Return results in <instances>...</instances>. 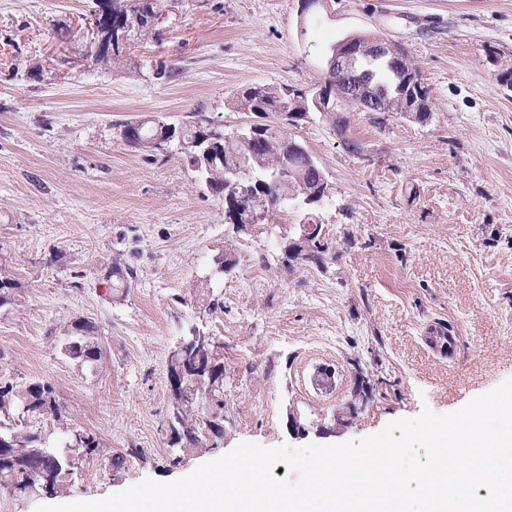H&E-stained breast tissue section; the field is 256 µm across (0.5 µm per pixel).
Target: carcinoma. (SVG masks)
Returning a JSON list of instances; mask_svg holds the SVG:
<instances>
[{
	"label": "carcinoma",
	"mask_w": 512,
	"mask_h": 512,
	"mask_svg": "<svg viewBox=\"0 0 512 512\" xmlns=\"http://www.w3.org/2000/svg\"><path fill=\"white\" fill-rule=\"evenodd\" d=\"M112 3V23L129 29L137 41L158 36L159 20L168 7L167 0H108ZM125 47L99 46L93 64L110 69L122 59ZM349 77L326 72L312 93L327 96L331 103L321 106L308 103L307 108L290 113L288 88L254 84L236 93L237 109L258 129L256 136L247 132L234 133L201 115L184 126L169 127L156 118H142L119 124L121 141L128 147L150 156H169L170 150L160 151L155 143L168 140L180 144L187 166L196 173L201 188L213 195H224V215L232 228L224 238V254L214 260L211 274L195 281L187 289L183 304H191L209 315L224 308V301L214 291L216 280L247 262L238 244L241 232L233 227L234 204L238 192L245 191V203L262 216V223L272 226V236L283 241L288 270L296 266L319 271L336 260L329 243L320 236H302V226L312 224V213L303 201L321 195L332 186L323 181L324 173L309 152H290L288 146L297 141L294 129L304 122L319 119L342 136L345 149L359 154L364 145L348 135L354 113L361 111L360 102L348 96ZM376 81L387 87L392 103L390 114L383 112L373 122L383 124L390 117L423 124L432 115V101L421 69L404 47L398 57L376 69ZM298 215L293 224L279 223V214L288 210ZM112 275L129 287L138 278V269L119 261L112 262ZM96 326L84 317L64 322L66 356L91 368H98L102 358L96 336ZM177 383L169 386L170 405L167 426L170 446L180 450L171 463L181 461V454L203 452L215 448L224 438V429L207 426L203 405L218 418L224 416V343L209 336L206 343L185 350L167 364ZM369 400V394L354 385L351 400L336 410V424L350 426L358 417L357 399ZM49 416L63 418L54 387L41 380L18 384L0 383V487L14 494H27L42 489L49 496L66 492L76 464L100 447L96 433L73 428L67 436L53 442L40 431H34L29 420Z\"/></svg>",
	"instance_id": "obj_1"
}]
</instances>
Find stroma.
<instances>
[{"mask_svg":"<svg viewBox=\"0 0 512 512\" xmlns=\"http://www.w3.org/2000/svg\"><path fill=\"white\" fill-rule=\"evenodd\" d=\"M94 11L95 0H0V275L19 284L0 308V381L53 385L65 413L34 420L43 434L99 436L67 498L172 482L243 442L340 444L425 406L454 412L512 378V91L485 53L512 54V0H328L307 17L297 0H172L162 37L108 70L84 59ZM354 33L406 48L430 120L356 113L358 155L327 124H303L298 138L333 188L317 216L336 261L290 271L276 238L247 236L241 249L272 268L226 275L222 311L181 306L224 251V201L179 151L124 145L117 122L188 124L201 112L233 129L241 86L311 89L331 46ZM163 63L177 75L156 78ZM116 259L139 271L120 298ZM76 316L98 329V369L60 351ZM440 323L455 338L447 352L428 341ZM194 325L224 343L227 425L218 447L175 466L166 356ZM359 376L370 400L350 427L288 433L293 404L331 425ZM133 446L144 459L113 468Z\"/></svg>","mask_w":512,"mask_h":512,"instance_id":"1","label":"stroma"}]
</instances>
